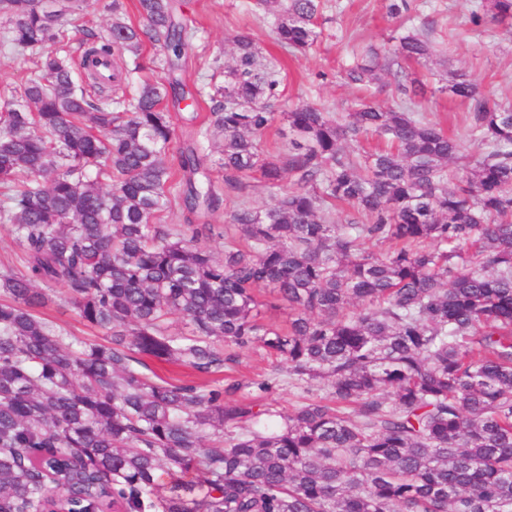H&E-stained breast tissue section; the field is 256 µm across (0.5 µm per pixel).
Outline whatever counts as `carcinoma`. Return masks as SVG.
<instances>
[{
	"label": "carcinoma",
	"mask_w": 512,
	"mask_h": 512,
	"mask_svg": "<svg viewBox=\"0 0 512 512\" xmlns=\"http://www.w3.org/2000/svg\"><path fill=\"white\" fill-rule=\"evenodd\" d=\"M250 5L286 53L321 38L325 0ZM86 7L0 0L3 46L33 64L0 94V223L23 254L22 268L0 271V512L49 507L51 483L82 487L99 512H512V106L450 73L445 90L469 103L477 151L448 180L464 146L413 110L422 84L401 61L426 62L433 45L412 28L345 69L369 95L396 69L398 102L339 117L299 104L285 113L288 152L267 154L281 71L237 34L232 63L212 62L224 74L210 95L224 193L254 174L279 192L224 225L161 224L175 135L166 101L187 97L171 77L128 98L125 80L174 72L192 32L174 0H137L143 28L112 0L80 84L53 45L62 17ZM469 21L511 30L512 0H482ZM147 42L167 56L145 55ZM373 136L386 147L364 150ZM206 159L192 145L179 153L193 216L220 205L196 181ZM339 205L351 211L343 224L332 222ZM215 236L222 257L202 243ZM45 286L64 288L109 340L78 345L37 315ZM281 303L288 327L262 323ZM175 314L187 331H170ZM256 346L284 367L222 386L145 372L148 357L209 376L235 362L224 348ZM313 381L335 405L283 414L264 403Z\"/></svg>",
	"instance_id": "obj_1"
}]
</instances>
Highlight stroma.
<instances>
[{"label": "stroma", "instance_id": "1", "mask_svg": "<svg viewBox=\"0 0 512 512\" xmlns=\"http://www.w3.org/2000/svg\"><path fill=\"white\" fill-rule=\"evenodd\" d=\"M111 0H89V6L78 17L64 24L67 49L79 54L80 44L88 33H102L110 23ZM244 0H176L177 15L194 29L196 36L182 59V79L187 92L197 100L198 120L184 124L183 108H172L175 137L170 155L195 139L209 119L211 101L208 96L213 56L231 57V37L248 30L262 49L278 57L284 66L283 106L299 102H315L327 111L342 114L351 111L360 92L348 84L342 72L352 61V46L372 45L384 50L402 32L400 20L388 13L389 0H329L319 23L322 37L309 53L291 56L275 43L271 19H255L245 14ZM420 21L429 23V37L437 54L433 61L406 63L410 76L420 79L424 90L415 100L414 110L427 119L441 123L458 137L467 134L468 103L451 97L444 85L449 72L463 71L492 99L512 106V33L491 23L472 26L467 18L477 0H418ZM275 188L255 178L245 181L242 191L225 196L211 215L214 224H224L240 204L260 210L268 205ZM41 317L57 324L70 336L84 342L103 341V332L87 327L68 303L64 289L49 292L46 304L39 307Z\"/></svg>", "mask_w": 512, "mask_h": 512}]
</instances>
